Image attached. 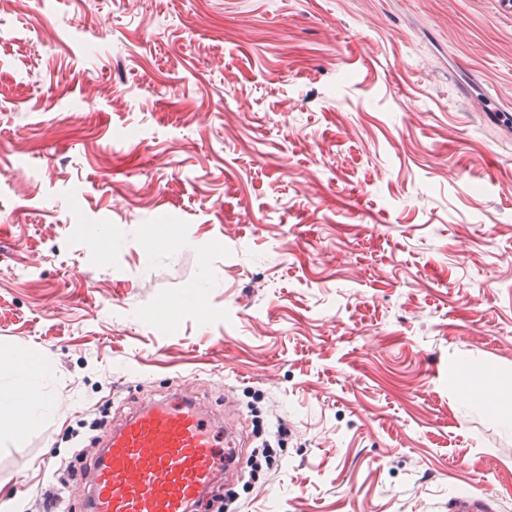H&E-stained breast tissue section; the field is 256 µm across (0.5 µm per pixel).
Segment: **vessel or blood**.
Returning a JSON list of instances; mask_svg holds the SVG:
<instances>
[{"label": "vessel or blood", "instance_id": "1", "mask_svg": "<svg viewBox=\"0 0 512 512\" xmlns=\"http://www.w3.org/2000/svg\"><path fill=\"white\" fill-rule=\"evenodd\" d=\"M197 399L173 393L139 406L106 436L80 485L87 512H192L219 474H232L230 431ZM498 495L453 497L448 512H495Z\"/></svg>", "mask_w": 512, "mask_h": 512}]
</instances>
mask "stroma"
Instances as JSON below:
<instances>
[{
	"label": "stroma",
	"instance_id": "stroma-1",
	"mask_svg": "<svg viewBox=\"0 0 512 512\" xmlns=\"http://www.w3.org/2000/svg\"><path fill=\"white\" fill-rule=\"evenodd\" d=\"M176 300L171 318L157 309ZM0 434L39 512L81 426L180 386L288 449L234 512H512L501 0H0ZM28 486L15 493V482ZM10 382L0 385V416L17 418L23 428L33 425L50 411L49 404L36 397L33 385L49 373V366L27 355L17 354L4 362ZM498 495L492 490H474L448 501V512L496 511Z\"/></svg>",
	"mask_w": 512,
	"mask_h": 512
}]
</instances>
